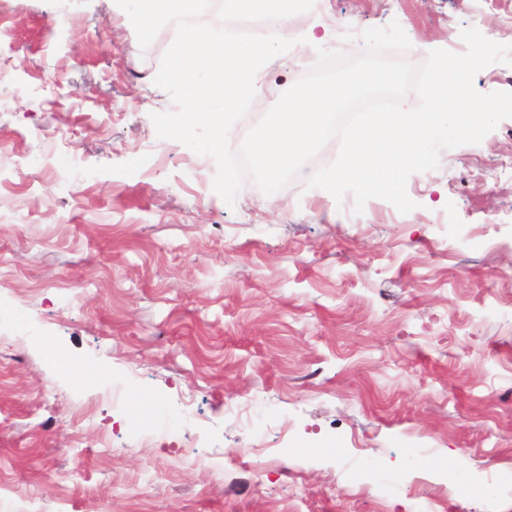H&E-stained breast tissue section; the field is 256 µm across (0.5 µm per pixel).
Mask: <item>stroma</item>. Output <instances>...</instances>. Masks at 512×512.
Returning a JSON list of instances; mask_svg holds the SVG:
<instances>
[{"label":"stroma","mask_w":512,"mask_h":512,"mask_svg":"<svg viewBox=\"0 0 512 512\" xmlns=\"http://www.w3.org/2000/svg\"><path fill=\"white\" fill-rule=\"evenodd\" d=\"M307 20L349 55L398 22L414 64L465 27L512 44V0ZM174 34L141 49L112 0H0V512H512V118L413 174L407 214L306 188L335 140L276 208L249 180L230 205L150 119ZM316 58L264 66L232 150ZM460 476L473 494L440 499Z\"/></svg>","instance_id":"obj_1"}]
</instances>
